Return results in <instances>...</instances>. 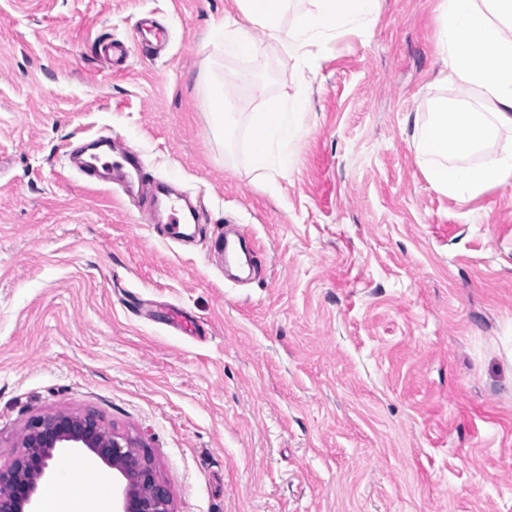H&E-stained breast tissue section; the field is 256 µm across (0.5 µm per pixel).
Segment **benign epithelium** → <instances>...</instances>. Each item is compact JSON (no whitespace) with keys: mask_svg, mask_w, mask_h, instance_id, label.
<instances>
[{"mask_svg":"<svg viewBox=\"0 0 512 512\" xmlns=\"http://www.w3.org/2000/svg\"><path fill=\"white\" fill-rule=\"evenodd\" d=\"M21 452L0 470V512H25L39 485L53 477L62 448H79L112 468V512H173L172 494L141 442L107 430L93 413L39 416L20 439Z\"/></svg>","mask_w":512,"mask_h":512,"instance_id":"obj_1","label":"benign epithelium"}]
</instances>
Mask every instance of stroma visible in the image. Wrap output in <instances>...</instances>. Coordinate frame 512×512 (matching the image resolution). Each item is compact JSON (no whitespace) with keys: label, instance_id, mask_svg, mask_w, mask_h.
I'll return each instance as SVG.
<instances>
[{"label":"stroma","instance_id":"obj_1","mask_svg":"<svg viewBox=\"0 0 512 512\" xmlns=\"http://www.w3.org/2000/svg\"><path fill=\"white\" fill-rule=\"evenodd\" d=\"M436 2L381 0L301 73L215 51L235 0H0V469L32 418L93 412L144 441L174 512H512V185L439 194L404 132L455 95ZM246 72L311 102L265 184L253 99L211 129ZM102 134L140 193L60 150ZM162 182L200 216L178 241L142 218ZM228 224L256 240L245 281L211 259Z\"/></svg>","mask_w":512,"mask_h":512}]
</instances>
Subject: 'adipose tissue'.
<instances>
[{
	"mask_svg": "<svg viewBox=\"0 0 512 512\" xmlns=\"http://www.w3.org/2000/svg\"><path fill=\"white\" fill-rule=\"evenodd\" d=\"M285 23L288 0H235L245 25H214L215 50L227 58L256 60L264 46L281 47L301 68H312L332 37L373 26L380 0H310ZM437 81L461 99L438 98L414 115L407 138L435 191L460 202L512 184V0H437ZM261 36H254L253 28ZM476 94L477 104L464 100ZM309 98L298 92L247 113L248 157L259 178L283 169L291 147L308 132ZM41 512H112L108 482L87 461L69 462L47 488Z\"/></svg>",
	"mask_w": 512,
	"mask_h": 512,
	"instance_id": "obj_1",
	"label": "adipose tissue"
}]
</instances>
